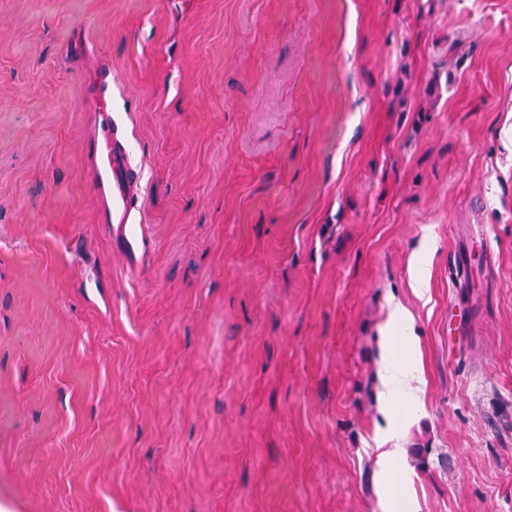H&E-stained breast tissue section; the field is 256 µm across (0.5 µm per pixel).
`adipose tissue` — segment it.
<instances>
[{"label":"adipose tissue","instance_id":"ef3b65f1","mask_svg":"<svg viewBox=\"0 0 512 512\" xmlns=\"http://www.w3.org/2000/svg\"><path fill=\"white\" fill-rule=\"evenodd\" d=\"M387 331L379 372V397L389 408L415 405L420 399L423 378L401 310H394Z\"/></svg>","mask_w":512,"mask_h":512}]
</instances>
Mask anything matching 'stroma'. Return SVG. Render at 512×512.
<instances>
[{
    "label": "stroma",
    "instance_id": "stroma-1",
    "mask_svg": "<svg viewBox=\"0 0 512 512\" xmlns=\"http://www.w3.org/2000/svg\"><path fill=\"white\" fill-rule=\"evenodd\" d=\"M393 498L512 512V0H0V512ZM121 142L117 139L116 134L109 130L105 135L103 142L98 145L100 155L104 161L105 167L98 169V182L105 192V184L112 182V195L107 199V210L109 211L110 221H116L117 224H126L129 221L131 211L133 209L131 188L136 184L138 179L137 171L129 164L126 167V175L124 179H120L116 171L124 164L123 154L128 156L126 149L123 152L119 146ZM114 174L113 180L111 178ZM406 330V317L396 308L387 326L389 336H384L379 372V397L387 408L417 405L422 392V373L413 356L412 336Z\"/></svg>",
    "mask_w": 512,
    "mask_h": 512
}]
</instances>
